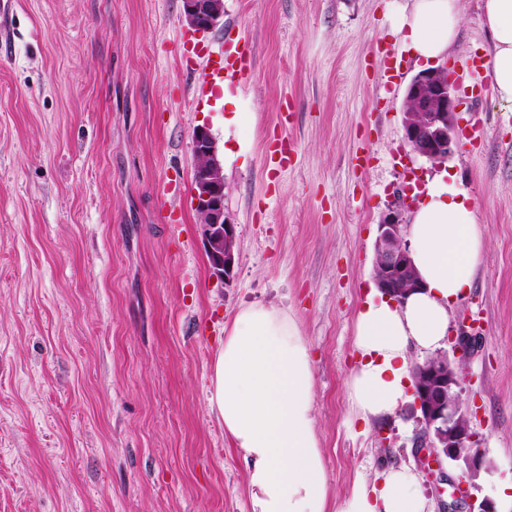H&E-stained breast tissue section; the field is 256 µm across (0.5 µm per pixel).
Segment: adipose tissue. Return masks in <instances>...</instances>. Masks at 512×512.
<instances>
[{
	"label": "adipose tissue",
	"instance_id": "1",
	"mask_svg": "<svg viewBox=\"0 0 512 512\" xmlns=\"http://www.w3.org/2000/svg\"><path fill=\"white\" fill-rule=\"evenodd\" d=\"M497 99L512 107V0H483ZM460 0H407L393 34L416 61L443 62L461 26ZM403 239L421 282L401 300L371 292L355 322L360 360L347 380L363 422L392 414L409 396L410 356L436 352L450 313L486 257L477 211L448 173L427 179ZM311 350L288 311L238 310L211 366L208 402L243 454L252 512H426L416 474L392 465L380 485L330 501L316 431Z\"/></svg>",
	"mask_w": 512,
	"mask_h": 512
}]
</instances>
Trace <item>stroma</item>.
Returning a JSON list of instances; mask_svg holds the SVG:
<instances>
[{"instance_id":"obj_1","label":"stroma","mask_w":512,"mask_h":512,"mask_svg":"<svg viewBox=\"0 0 512 512\" xmlns=\"http://www.w3.org/2000/svg\"><path fill=\"white\" fill-rule=\"evenodd\" d=\"M404 0H224L191 35L182 0H8L0 8V512H251L240 451L207 402L237 310L288 311L310 346L331 495L418 468L409 405L363 423L346 381L378 226L412 175L444 169L488 260L451 312L474 328L461 397L487 448L473 494L512 512V109L487 70L481 0L445 60L483 89L484 135L438 166L403 141L421 67L391 33ZM249 70L193 86L226 56ZM402 61L385 85L388 57ZM245 113L244 122L231 120ZM208 125L238 255L213 278L191 195ZM179 172L178 198L163 182Z\"/></svg>"}]
</instances>
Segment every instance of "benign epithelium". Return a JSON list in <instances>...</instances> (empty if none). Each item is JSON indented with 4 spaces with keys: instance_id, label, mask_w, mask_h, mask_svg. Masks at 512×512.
I'll use <instances>...</instances> for the list:
<instances>
[{
    "instance_id": "1",
    "label": "benign epithelium",
    "mask_w": 512,
    "mask_h": 512,
    "mask_svg": "<svg viewBox=\"0 0 512 512\" xmlns=\"http://www.w3.org/2000/svg\"><path fill=\"white\" fill-rule=\"evenodd\" d=\"M188 26L197 33H208L224 18V0H183ZM406 98L415 102L412 112H404L403 138L410 151L433 163H444L459 150L457 114L459 100L448 77V67L429 68L410 82ZM194 172L193 208L198 214L201 240L211 275L228 281L236 265L235 225L224 210L225 182L217 156L215 140L206 126L196 127L191 135ZM403 224L397 211L378 224L375 254L383 266L376 275L380 291L395 299L396 289L404 282L408 290L420 287L410 278L412 263L405 244L394 247L392 239L402 237ZM479 336L463 333L451 339L453 358L442 354L412 367L411 408L419 425L416 448L429 473L439 472V480H448L443 464L461 472L453 484L450 512L465 505L468 512H498L489 498L477 499L471 493L475 480L486 469V449L478 443L468 417L469 409L461 399V381L465 360L474 352Z\"/></svg>"
}]
</instances>
